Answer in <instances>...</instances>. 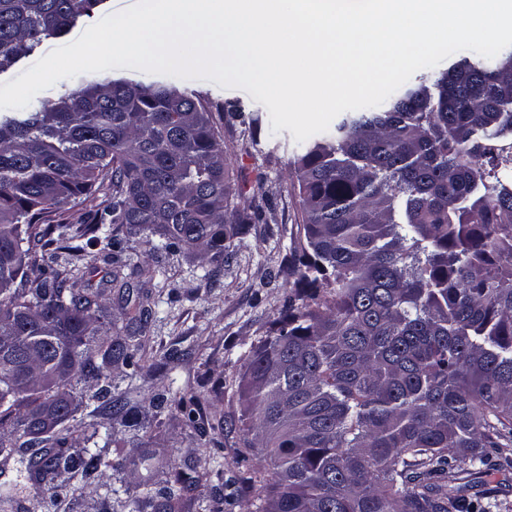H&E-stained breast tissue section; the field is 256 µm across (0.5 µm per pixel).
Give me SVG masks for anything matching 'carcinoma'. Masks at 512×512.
Wrapping results in <instances>:
<instances>
[{
  "label": "carcinoma",
  "mask_w": 512,
  "mask_h": 512,
  "mask_svg": "<svg viewBox=\"0 0 512 512\" xmlns=\"http://www.w3.org/2000/svg\"><path fill=\"white\" fill-rule=\"evenodd\" d=\"M108 0H0V74ZM512 51L452 63L377 110L343 113L295 160L303 223L288 304L243 358V445L265 475L225 482L258 512H486L484 476L512 466ZM257 141L259 118L175 82L88 81L38 107L0 109V463L60 500L104 449L66 423L111 398L122 426L152 422L112 398L95 365L132 364L131 337L100 336L101 293L36 266L32 244L157 234L220 265L271 208L232 206L212 111ZM109 199L97 202L98 194ZM89 203L77 228L62 207ZM80 376L87 399L60 391ZM163 393L151 409L169 402ZM170 402L195 424L197 398Z\"/></svg>",
  "instance_id": "carcinoma-1"
}]
</instances>
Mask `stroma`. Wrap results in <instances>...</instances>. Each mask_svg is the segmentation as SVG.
Returning a JSON list of instances; mask_svg holds the SVG:
<instances>
[{"label":"stroma","instance_id":"35a3bbf8","mask_svg":"<svg viewBox=\"0 0 512 512\" xmlns=\"http://www.w3.org/2000/svg\"><path fill=\"white\" fill-rule=\"evenodd\" d=\"M215 105L241 102L246 111L262 118L256 140L243 137L239 127H223L226 170L241 193L234 206L251 201L250 186L262 185L274 219L251 225L234 254L221 270L194 260L186 252L166 248L157 236L123 235V251L97 246L74 256L63 243L46 247L54 268L75 270L85 288L103 289L106 314L101 333L133 337L132 366L112 372V391L134 406H143L153 394L196 396L200 406L196 428H189L175 406L162 409L156 439L139 434L130 439L114 419L109 403L99 402L95 412L81 415L82 429L96 432L104 445L105 465L100 478L77 483L79 502L104 498L126 500L129 495L157 498L176 479L193 483L174 512H211L225 492L226 478L242 467L258 472L269 462L253 456L241 464L245 427L240 417L237 382L244 352L265 335L277 317L286 294L283 270L291 239L302 221L293 159L303 146L289 130L272 132L266 107L239 88L215 94L199 85ZM151 267V281L138 271ZM126 288L110 285L112 276Z\"/></svg>","mask_w":512,"mask_h":512}]
</instances>
